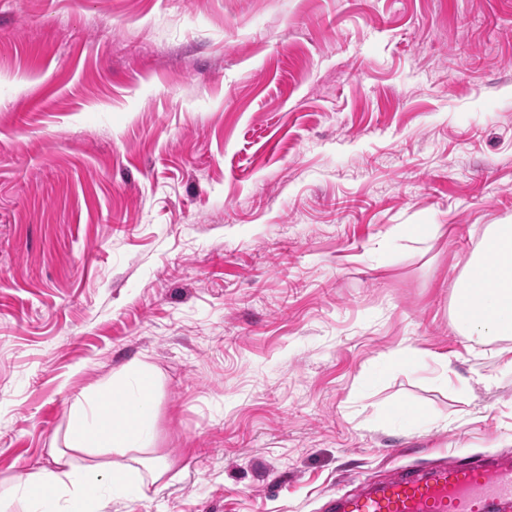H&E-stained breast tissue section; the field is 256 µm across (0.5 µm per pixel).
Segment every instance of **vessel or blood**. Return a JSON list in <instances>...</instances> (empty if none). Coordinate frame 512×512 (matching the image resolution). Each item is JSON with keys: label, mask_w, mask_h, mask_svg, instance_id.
I'll use <instances>...</instances> for the list:
<instances>
[{"label": "vessel or blood", "mask_w": 512, "mask_h": 512, "mask_svg": "<svg viewBox=\"0 0 512 512\" xmlns=\"http://www.w3.org/2000/svg\"><path fill=\"white\" fill-rule=\"evenodd\" d=\"M326 512H512V456L449 455L328 497Z\"/></svg>", "instance_id": "1"}]
</instances>
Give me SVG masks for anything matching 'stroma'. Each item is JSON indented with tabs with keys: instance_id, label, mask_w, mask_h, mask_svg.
Wrapping results in <instances>:
<instances>
[{
	"instance_id": "obj_1",
	"label": "stroma",
	"mask_w": 512,
	"mask_h": 512,
	"mask_svg": "<svg viewBox=\"0 0 512 512\" xmlns=\"http://www.w3.org/2000/svg\"><path fill=\"white\" fill-rule=\"evenodd\" d=\"M492 224L512 0H0V479L143 364L170 468L103 512L512 452V337L449 315Z\"/></svg>"
}]
</instances>
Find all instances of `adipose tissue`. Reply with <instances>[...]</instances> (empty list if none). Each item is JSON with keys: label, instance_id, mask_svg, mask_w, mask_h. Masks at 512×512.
<instances>
[{"label": "adipose tissue", "instance_id": "adipose-tissue-1", "mask_svg": "<svg viewBox=\"0 0 512 512\" xmlns=\"http://www.w3.org/2000/svg\"><path fill=\"white\" fill-rule=\"evenodd\" d=\"M450 315L470 338L512 336V224L491 225L469 255L453 285ZM153 386V377L144 370L130 391L120 394L105 387L74 396L62 443L51 451L54 469L13 478L0 490V512H100L102 490L138 493L159 480L168 462L156 458L144 463L137 456L150 440L145 416L131 425L121 412ZM112 453L129 457V464L108 462ZM47 482L56 485L57 497L44 498Z\"/></svg>", "mask_w": 512, "mask_h": 512}]
</instances>
